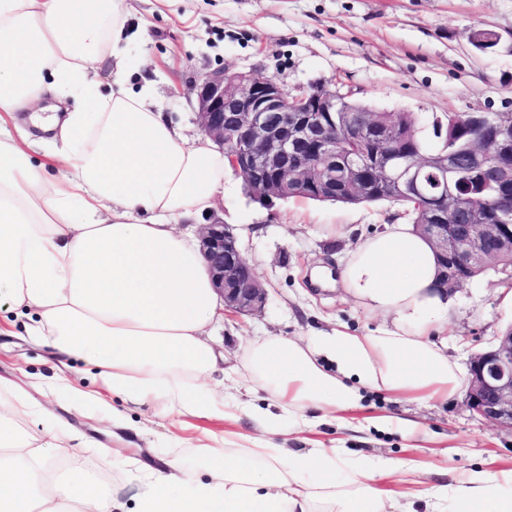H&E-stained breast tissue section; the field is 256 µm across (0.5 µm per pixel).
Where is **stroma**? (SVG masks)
Returning a JSON list of instances; mask_svg holds the SVG:
<instances>
[{
	"label": "stroma",
	"mask_w": 512,
	"mask_h": 512,
	"mask_svg": "<svg viewBox=\"0 0 512 512\" xmlns=\"http://www.w3.org/2000/svg\"><path fill=\"white\" fill-rule=\"evenodd\" d=\"M480 28L512 38V0H130L126 30L134 39L126 71L129 85L151 82L161 111L191 136L199 133L195 87L222 69L272 76L291 91L330 83L373 111L413 113L429 137L434 122L452 113L512 110V51H476L470 40ZM214 220L239 234L246 260L268 291L261 313L229 314L211 326L212 344L224 355L223 371L208 380L216 394L263 404L265 392L242 369L251 341L271 336L309 340L339 329L366 334L387 325V317L359 307L334 272L359 241L389 225L411 223L403 205L289 198L267 206L254 201L230 174L216 208L180 230L197 234ZM510 285L505 274L491 270L449 295V312L435 324L432 338L447 341L448 357L461 370H468L471 355L512 324V309L503 306L499 294ZM30 322L28 311L0 309V381L22 387L84 436L82 455L105 491L126 503L139 489L134 474L113 469L104 454L108 448L121 449L138 466L159 467L175 454L203 468L191 442L197 430L182 428L177 416L157 417L113 399L129 418L125 429L49 395L56 378L88 389L91 375L78 361L54 365L48 349L27 336ZM364 406L373 416L416 423L422 437L410 439L397 429L353 417L325 419L311 409L309 429L287 436L285 448L305 454L318 441L340 448L353 462L412 460L427 465L423 480L430 486L452 483L458 471L491 459L512 468V433L471 413L463 393L418 403L369 390Z\"/></svg>",
	"instance_id": "35a3bbf8"
}]
</instances>
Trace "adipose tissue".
<instances>
[{
	"mask_svg": "<svg viewBox=\"0 0 512 512\" xmlns=\"http://www.w3.org/2000/svg\"><path fill=\"white\" fill-rule=\"evenodd\" d=\"M128 11L126 0H0V304L33 311L34 341L60 363L84 362L126 403L206 419L244 414L263 431L239 456L200 445L201 471L177 458L141 469L129 512H314L325 489L329 512H387L391 496L374 480L393 466L350 463L335 448L293 457L275 438L283 419L302 428L308 409H362L366 389L422 403L456 392L459 372L430 339L448 307L432 246L406 224L358 243L341 281L390 327L252 342L248 370L266 406L212 395L207 334L224 311L195 239L175 226L215 207L229 164L209 139L164 120L149 85L129 87L119 67L111 84L100 79L131 40ZM47 94L57 104L45 116L37 106ZM56 165L64 176L45 178ZM40 411L20 387L0 396V512H112L80 463L52 478L58 455L83 443L49 416L39 436L13 421ZM429 497L447 512H512V469L464 471Z\"/></svg>",
	"mask_w": 512,
	"mask_h": 512,
	"instance_id": "adipose-tissue-1",
	"label": "adipose tissue"
}]
</instances>
